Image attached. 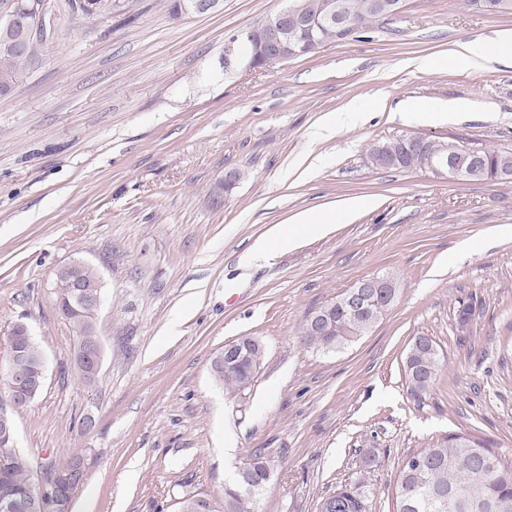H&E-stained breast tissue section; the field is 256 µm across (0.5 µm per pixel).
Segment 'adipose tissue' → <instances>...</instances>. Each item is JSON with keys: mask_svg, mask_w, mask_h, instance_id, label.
Instances as JSON below:
<instances>
[{"mask_svg": "<svg viewBox=\"0 0 512 512\" xmlns=\"http://www.w3.org/2000/svg\"><path fill=\"white\" fill-rule=\"evenodd\" d=\"M490 59H512V30L501 31L493 44L475 42L463 50L452 52L448 57L449 62L464 67H475ZM361 206V201L351 200L335 209L298 213L290 218L288 226L277 227L271 237L257 240L241 256L239 264L245 268L251 267L273 250L293 247L307 234L326 231L330 224L347 220Z\"/></svg>", "mask_w": 512, "mask_h": 512, "instance_id": "ef3b65f1", "label": "adipose tissue"}]
</instances>
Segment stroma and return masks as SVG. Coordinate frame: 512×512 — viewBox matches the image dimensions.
Here are the masks:
<instances>
[{
    "instance_id": "1",
    "label": "stroma",
    "mask_w": 512,
    "mask_h": 512,
    "mask_svg": "<svg viewBox=\"0 0 512 512\" xmlns=\"http://www.w3.org/2000/svg\"><path fill=\"white\" fill-rule=\"evenodd\" d=\"M72 3L50 0L38 60L0 95V338L27 325L46 364L23 409L0 377V410L35 472L89 458L73 512H174L179 483L223 499L258 448L273 461L260 512H317L343 484L362 486L369 512H396L402 459L451 433L489 440L511 462L512 233L500 229L512 226V182L377 169L366 149L422 134L512 152V62H443L512 29V15L407 0L316 54L228 69L229 39L287 0H223L220 12L179 19L167 0H118L94 17ZM418 57L440 65L415 70ZM448 101L466 108L435 122L399 115ZM350 104L360 122L317 138L324 116ZM230 171L240 178L228 190ZM343 200L365 206L239 267L274 226ZM465 241L475 250L459 251ZM74 260L103 281L90 387L51 286ZM377 272L398 278L395 306L342 352L305 348L306 318ZM461 299L476 308L464 330ZM420 334L445 354L421 404L404 373ZM243 336L266 354L252 386L231 395L211 361ZM366 448L378 453L370 467Z\"/></svg>"
}]
</instances>
